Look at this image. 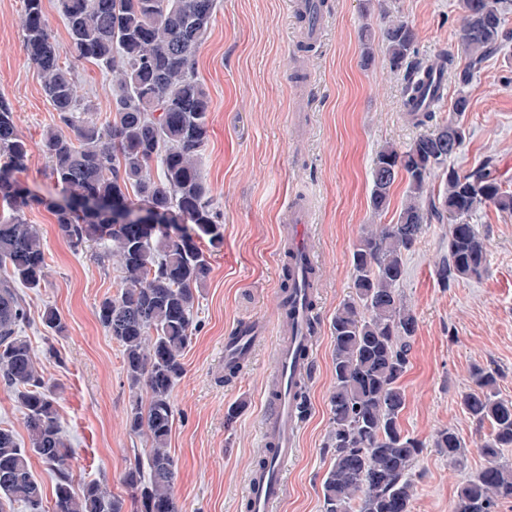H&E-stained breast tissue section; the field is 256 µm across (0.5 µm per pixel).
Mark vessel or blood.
<instances>
[{
  "mask_svg": "<svg viewBox=\"0 0 512 512\" xmlns=\"http://www.w3.org/2000/svg\"><path fill=\"white\" fill-rule=\"evenodd\" d=\"M287 223L286 249L294 254L295 275L307 277L314 264L307 242L308 226L315 221L313 210L296 202L285 208ZM290 310L295 325L294 336L288 342L276 344L278 357L276 382L278 396L267 406L261 427V445L270 450L274 466H259L247 478L246 507L248 512H274L282 501L286 488V469L298 452V416L293 404V393L301 382L307 381L312 366L313 343L305 334L306 324L313 315L311 294L299 292L292 297ZM234 343L226 344L224 359L245 363L252 348L259 341L256 328L245 324Z\"/></svg>",
  "mask_w": 512,
  "mask_h": 512,
  "instance_id": "b4317fda",
  "label": "vessel or blood"
}]
</instances>
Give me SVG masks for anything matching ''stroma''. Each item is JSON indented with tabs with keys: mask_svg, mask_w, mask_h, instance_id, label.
Here are the masks:
<instances>
[{
	"mask_svg": "<svg viewBox=\"0 0 512 512\" xmlns=\"http://www.w3.org/2000/svg\"><path fill=\"white\" fill-rule=\"evenodd\" d=\"M326 2L328 15L307 51V34L288 0H217L198 56L197 77L210 98L200 173L220 214L223 242L214 248L207 239L198 241L210 274L199 292L184 374L172 394L169 448L178 464L174 494L181 512H247L246 480L259 457L260 421L277 366L271 342L284 336L277 305L282 214L294 199L317 213L309 231L318 268L316 372L306 388L299 452L287 468L276 512H323L322 481L331 465L325 446L334 386L331 320L353 293L351 253L363 228L395 223L406 201L401 177L388 208L373 211L372 161L383 145L402 149L424 132L404 110L403 76L389 66L383 29L395 18L413 26L422 63L445 53L455 65L465 62L456 40L459 0ZM22 16L23 0H0V97L13 106L32 151L19 179L49 198L57 188L39 144L55 113L27 60ZM61 61L74 65L79 92L95 112H109L111 74L89 62L73 64L67 53ZM466 93V139L449 167L466 173L491 157L512 181V43L475 73ZM26 218L40 230L48 266L41 287L23 292L30 320L21 333L54 390L72 450L67 467L73 487L95 480L127 496L122 477L146 439L126 428L132 397L122 348L98 318L101 301L119 289L120 272L116 262L101 260L99 247L72 251L45 209L27 210ZM470 221L488 246L481 278L440 282L438 263L448 255L445 224L425 225L404 259L399 292L417 331L401 380V427L425 444L414 468L411 512H454L458 487L486 464L479 448L490 428L476 425L459 405L471 386V367L498 370L500 395L512 400V215L483 204ZM47 306L61 314L64 334L44 330ZM245 322L265 340L228 378L224 342ZM448 426L465 444L454 463L432 445L435 433Z\"/></svg>",
	"mask_w": 512,
	"mask_h": 512,
	"instance_id": "obj_1",
	"label": "stroma"
}]
</instances>
